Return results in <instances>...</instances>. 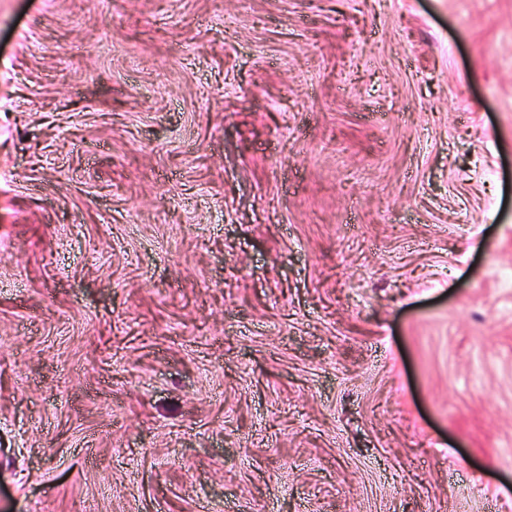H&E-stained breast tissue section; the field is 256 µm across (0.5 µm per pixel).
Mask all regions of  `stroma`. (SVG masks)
I'll use <instances>...</instances> for the list:
<instances>
[{
    "label": "stroma",
    "mask_w": 512,
    "mask_h": 512,
    "mask_svg": "<svg viewBox=\"0 0 512 512\" xmlns=\"http://www.w3.org/2000/svg\"><path fill=\"white\" fill-rule=\"evenodd\" d=\"M512 0H0V512H512Z\"/></svg>",
    "instance_id": "obj_1"
}]
</instances>
